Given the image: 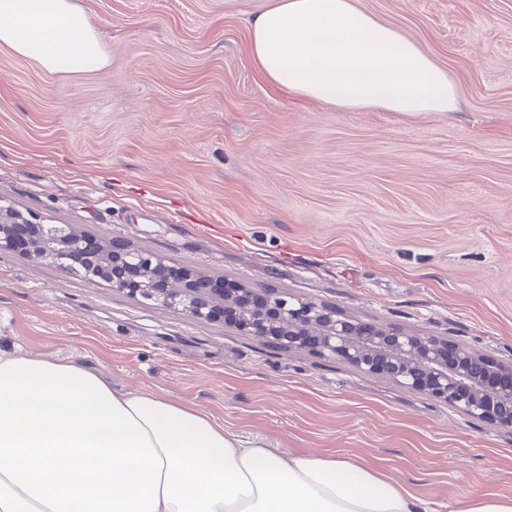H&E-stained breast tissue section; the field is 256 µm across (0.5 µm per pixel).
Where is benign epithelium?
Wrapping results in <instances>:
<instances>
[{"label": "benign epithelium", "mask_w": 512, "mask_h": 512, "mask_svg": "<svg viewBox=\"0 0 512 512\" xmlns=\"http://www.w3.org/2000/svg\"><path fill=\"white\" fill-rule=\"evenodd\" d=\"M25 242L28 255L79 274H95L114 290L182 311L199 321L224 320L238 332L288 352L339 358L361 373L425 393L474 419L512 430V361H497L432 332L346 316L335 307L275 289L223 288L215 279L129 248L104 245L69 225L33 224L0 205V249Z\"/></svg>", "instance_id": "obj_1"}]
</instances>
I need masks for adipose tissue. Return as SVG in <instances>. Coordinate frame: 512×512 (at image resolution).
<instances>
[{
	"label": "adipose tissue",
	"instance_id": "obj_1",
	"mask_svg": "<svg viewBox=\"0 0 512 512\" xmlns=\"http://www.w3.org/2000/svg\"><path fill=\"white\" fill-rule=\"evenodd\" d=\"M0 43L51 73L107 55L73 0H0ZM272 84L345 111L452 112L456 87L355 0H275L250 20ZM0 512H433L362 461L243 445L209 413L0 350Z\"/></svg>",
	"mask_w": 512,
	"mask_h": 512
}]
</instances>
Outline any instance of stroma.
Returning <instances> with one entry per match:
<instances>
[{
    "label": "stroma",
    "instance_id": "obj_1",
    "mask_svg": "<svg viewBox=\"0 0 512 512\" xmlns=\"http://www.w3.org/2000/svg\"><path fill=\"white\" fill-rule=\"evenodd\" d=\"M76 2L104 69L0 45L1 202L512 359V0H357L457 87L456 111L412 117L264 80L247 21L271 0ZM0 349L196 404L268 448L360 458L438 512L512 498L510 431L6 249Z\"/></svg>",
    "mask_w": 512,
    "mask_h": 512
}]
</instances>
